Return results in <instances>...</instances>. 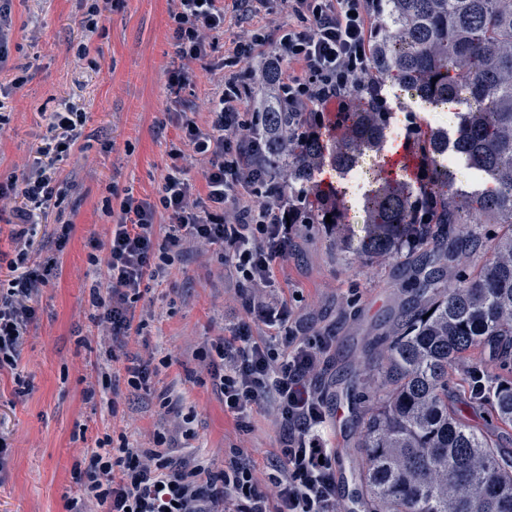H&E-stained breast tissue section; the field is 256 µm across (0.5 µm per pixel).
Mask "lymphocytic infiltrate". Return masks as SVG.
Instances as JSON below:
<instances>
[{
    "mask_svg": "<svg viewBox=\"0 0 512 512\" xmlns=\"http://www.w3.org/2000/svg\"><path fill=\"white\" fill-rule=\"evenodd\" d=\"M169 12L173 60L167 71L171 94L194 82L195 64L211 57L226 21L246 26L224 58L226 74L202 105L180 104L181 130L155 199L125 191L120 202L104 198L112 220L105 253H89L91 319L126 346L124 371L131 389L147 387L160 362L129 351L147 327L136 319V304L150 288L169 277L187 243L220 245L223 260L246 285L242 305L247 318L230 335L212 339L205 356L207 373L224 399L237 428L250 424L259 401L271 403L279 420V473L261 479L244 448L224 452V468L213 471L204 457L186 458L192 439L190 416L175 431L156 432L149 448L130 445L126 435H104L84 449L74 467L76 497L68 512H336L335 456L321 433L327 423L323 398L314 383L321 344L285 330V305L266 299L277 266L288 256L292 224L300 215L283 187L259 184L261 148L249 136L256 91L235 72L243 59H273L278 65L291 112H344L355 93L364 91L370 43L380 29L372 0H279L284 21L270 29L259 17L271 0H173ZM209 115L206 126L194 119ZM86 116L75 105L51 113L47 133L32 169L0 177V223L12 225L18 246L14 259L0 254L12 276L0 280V369L15 370L30 327L37 320L34 297L57 271L56 258L37 268L24 265L38 219L49 201L60 197L58 161L74 150ZM206 161L201 181L190 176L193 157ZM274 329L272 337L254 336L252 322ZM17 395L30 382L15 377Z\"/></svg>",
    "mask_w": 512,
    "mask_h": 512,
    "instance_id": "obj_1",
    "label": "lymphocytic infiltrate"
}]
</instances>
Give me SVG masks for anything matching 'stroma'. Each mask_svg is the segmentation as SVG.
<instances>
[{"label": "stroma", "mask_w": 512, "mask_h": 512, "mask_svg": "<svg viewBox=\"0 0 512 512\" xmlns=\"http://www.w3.org/2000/svg\"><path fill=\"white\" fill-rule=\"evenodd\" d=\"M170 0H122L103 12L100 28L87 34L74 22L80 0H13L11 21L29 78L12 87L14 73L0 69V106L11 112L0 133V175L33 164L46 133L44 116L74 103L85 112L83 135L73 154L60 162L63 195L44 216L32 245L29 263L57 257L61 270L42 289L19 368L31 383L28 395L14 393L10 371L0 372V436L12 450L5 479L0 480V512H66L76 491L72 479L81 448L97 438L133 424L139 446L153 445L165 416L157 396L174 389L183 413L193 415L196 438L191 445L207 452L213 470L224 467V450L249 449L258 467L269 466L280 446V429L266 409L252 416V428L239 431L224 402L202 372L207 341L230 335L243 310L235 281L225 271L217 245H188L170 279L138 302L137 314L153 312L147 350L162 358L169 347L177 362L160 368L149 391L119 397L117 413L84 397L92 362L105 357L97 328L88 320L87 256L105 247L110 219L102 211L109 189L131 188L139 198H155L178 143L176 121H163L170 98L166 70ZM88 43L95 67L75 68L73 55ZM384 95L398 115L415 113L423 136L452 127L454 116L425 107L403 88L397 77L385 81ZM378 159L367 155L345 179L346 226L351 239L363 237L364 214L357 206L369 188V171ZM72 231L64 249L55 246L61 220ZM399 261L375 262L345 251L319 224H299L287 260L276 271L278 298L288 304L287 323L302 336L323 337L324 363L315 378L332 417L330 442L336 450V497L347 505L359 486L354 477L355 423L367 407L369 342L386 337L383 317L405 293Z\"/></svg>", "instance_id": "stroma-1"}]
</instances>
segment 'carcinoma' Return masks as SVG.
<instances>
[{"label":"carcinoma","mask_w":512,"mask_h":512,"mask_svg":"<svg viewBox=\"0 0 512 512\" xmlns=\"http://www.w3.org/2000/svg\"><path fill=\"white\" fill-rule=\"evenodd\" d=\"M367 81L398 75L425 104L455 110L452 130L417 143L426 179L393 183L382 167L365 194L357 249L372 259L420 252L410 298L372 361L378 386L360 428L364 512H512V451L448 404L461 370L468 403L512 425V0H384ZM436 82H431V79ZM341 112L343 132L322 138L313 112H286L281 93L256 98L252 132L272 178L294 192L302 224L343 223L344 193L322 186L324 168L346 177L367 152L388 142L394 113L370 95ZM475 171L482 188L456 189L455 166ZM483 224H500L490 236ZM488 354L500 373L473 390Z\"/></svg>","instance_id":"cac0c4a2"}]
</instances>
